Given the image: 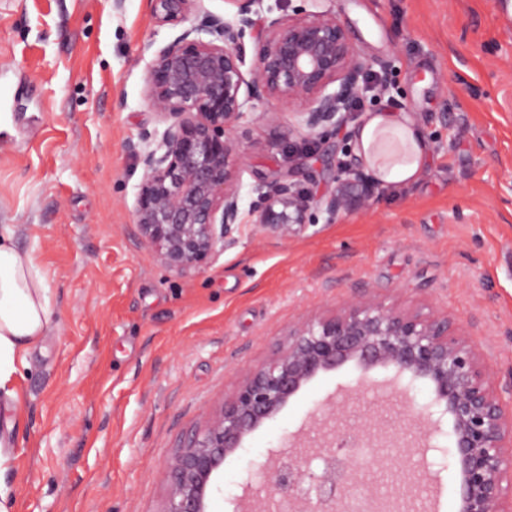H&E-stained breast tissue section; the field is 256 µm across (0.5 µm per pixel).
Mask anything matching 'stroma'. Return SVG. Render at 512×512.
Segmentation results:
<instances>
[{"mask_svg":"<svg viewBox=\"0 0 512 512\" xmlns=\"http://www.w3.org/2000/svg\"><path fill=\"white\" fill-rule=\"evenodd\" d=\"M367 71L388 73L368 112L395 104L424 131L431 157L414 184L375 186L368 207L328 216L284 243L243 226L202 273L161 266L134 222L142 136L158 128L145 93L151 54L175 29L149 0H0V223L48 275L52 332L0 391V493L12 512H160L165 471L273 355L289 328L348 299L452 316L512 400V0H328ZM253 143L241 208L256 175L287 174L334 191L311 155ZM355 364L319 375L228 457L209 512H262L245 479L286 442L358 449L374 497L402 488L374 461V416L419 440L389 388L343 389ZM427 455L439 481L412 486L424 512H456L450 418Z\"/></svg>","mask_w":512,"mask_h":512,"instance_id":"35a3bbf8","label":"stroma"}]
</instances>
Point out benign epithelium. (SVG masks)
I'll return each mask as SVG.
<instances>
[{
    "mask_svg": "<svg viewBox=\"0 0 512 512\" xmlns=\"http://www.w3.org/2000/svg\"><path fill=\"white\" fill-rule=\"evenodd\" d=\"M202 0H151L159 27H182L152 52L146 98L163 130L143 135L146 151L134 218L157 262L171 272L204 271L241 224L240 182L252 144L238 129L248 119L274 128L265 144L312 146L350 118L365 65L346 27L331 9L273 14L264 0H227L230 17L206 14ZM290 110L288 122L278 115ZM259 115H254V112ZM336 191L324 201L333 216L366 206L372 193L362 174L324 164ZM258 203L249 225L288 241L312 226V192L288 176L256 177ZM349 362L360 371L352 389L372 383L377 370L409 393L421 380L432 390L419 414L438 430L436 410L450 415L460 496L457 512H512V406L503 404L484 362L448 316L402 311L380 300H351L335 314L309 317L288 332L274 355L245 377L224 406L209 415L171 455L161 512H208L215 476L244 440L274 417L310 381ZM319 472L305 465V448L284 447L260 465V488L271 502L308 484L300 512H353L361 483L356 461L320 448ZM411 452L377 451V463L410 473Z\"/></svg>",
    "mask_w": 512,
    "mask_h": 512,
    "instance_id": "obj_1",
    "label": "benign epithelium"
}]
</instances>
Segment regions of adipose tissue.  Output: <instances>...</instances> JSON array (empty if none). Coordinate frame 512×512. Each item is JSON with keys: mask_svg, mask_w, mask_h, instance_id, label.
<instances>
[{"mask_svg": "<svg viewBox=\"0 0 512 512\" xmlns=\"http://www.w3.org/2000/svg\"><path fill=\"white\" fill-rule=\"evenodd\" d=\"M355 152L383 186L401 188L425 170L429 143L406 113L380 110L367 113L356 130ZM51 330L47 275L32 251L17 246L14 225L0 224V390L17 373L19 352Z\"/></svg>", "mask_w": 512, "mask_h": 512, "instance_id": "adipose-tissue-1", "label": "adipose tissue"}]
</instances>
